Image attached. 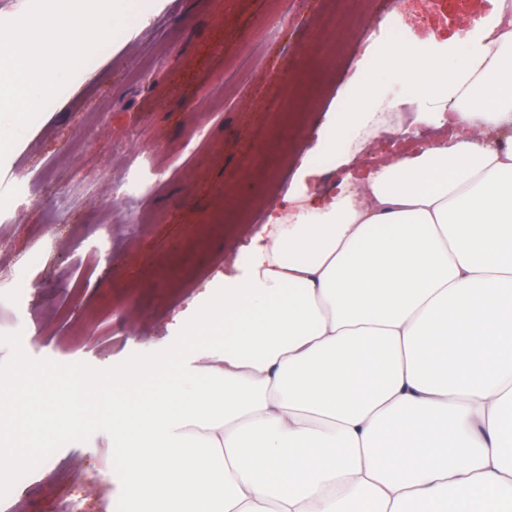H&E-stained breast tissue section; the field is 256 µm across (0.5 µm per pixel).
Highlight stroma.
<instances>
[{"mask_svg": "<svg viewBox=\"0 0 512 512\" xmlns=\"http://www.w3.org/2000/svg\"><path fill=\"white\" fill-rule=\"evenodd\" d=\"M407 44L449 41L494 0H393ZM315 0H147L110 48L93 57L20 137L0 195V377L27 369L32 401L69 406L74 390L169 357L184 330L249 263L251 241L298 168L309 203L342 181L460 135L438 103L389 81L312 58ZM276 13L258 34L260 16ZM376 108L402 99L398 130L361 128L333 140L325 123L352 106L357 73ZM276 93L278 113L260 102ZM111 437L94 422L42 449L38 467L0 465L35 493L29 512H119Z\"/></svg>", "mask_w": 512, "mask_h": 512, "instance_id": "1", "label": "stroma"}]
</instances>
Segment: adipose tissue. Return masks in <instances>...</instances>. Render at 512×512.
Returning a JSON list of instances; mask_svg holds the SVG:
<instances>
[{"instance_id": "ef3b65f1", "label": "adipose tissue", "mask_w": 512, "mask_h": 512, "mask_svg": "<svg viewBox=\"0 0 512 512\" xmlns=\"http://www.w3.org/2000/svg\"><path fill=\"white\" fill-rule=\"evenodd\" d=\"M461 45L389 73L512 128V25ZM27 401L0 379V458L37 466L38 429L97 409L124 512H512V137L431 145L275 220L181 352L47 421Z\"/></svg>"}]
</instances>
